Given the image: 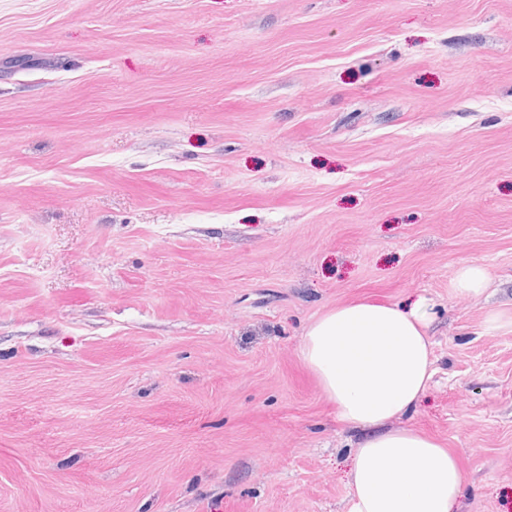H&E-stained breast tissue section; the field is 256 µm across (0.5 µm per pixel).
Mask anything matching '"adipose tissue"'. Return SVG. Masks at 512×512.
Instances as JSON below:
<instances>
[{"label":"adipose tissue","mask_w":512,"mask_h":512,"mask_svg":"<svg viewBox=\"0 0 512 512\" xmlns=\"http://www.w3.org/2000/svg\"><path fill=\"white\" fill-rule=\"evenodd\" d=\"M430 302L355 301L316 317L300 355L344 426L363 438L347 512H456L467 476L442 441L389 423L420 402L432 377Z\"/></svg>","instance_id":"1"}]
</instances>
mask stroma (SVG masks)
Listing matches in <instances>:
<instances>
[{
	"instance_id": "obj_1",
	"label": "stroma",
	"mask_w": 512,
	"mask_h": 512,
	"mask_svg": "<svg viewBox=\"0 0 512 512\" xmlns=\"http://www.w3.org/2000/svg\"><path fill=\"white\" fill-rule=\"evenodd\" d=\"M421 295L512 512V0H0V512H345L304 331ZM489 286V276L485 267L469 263L459 267L452 280V291L458 296L481 297Z\"/></svg>"
}]
</instances>
